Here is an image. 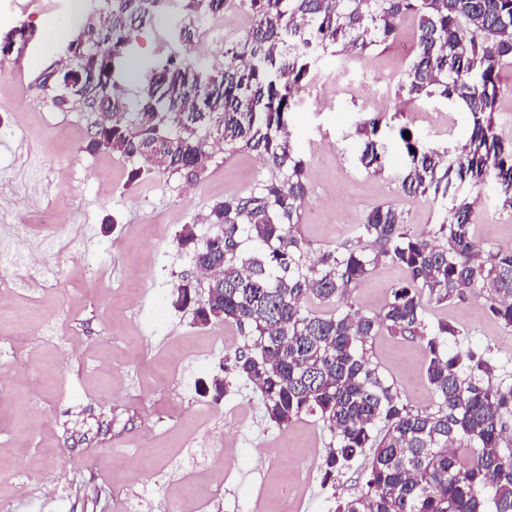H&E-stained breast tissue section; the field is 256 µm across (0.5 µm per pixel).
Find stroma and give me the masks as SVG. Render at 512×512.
Masks as SVG:
<instances>
[{
  "label": "stroma",
  "mask_w": 512,
  "mask_h": 512,
  "mask_svg": "<svg viewBox=\"0 0 512 512\" xmlns=\"http://www.w3.org/2000/svg\"><path fill=\"white\" fill-rule=\"evenodd\" d=\"M0 0V37L25 29L27 42L0 48V274L22 265L37 251L44 279L24 275L11 297H0V338L13 339L15 360L0 358V505L8 512H118L138 485L151 484L155 472L182 450L183 436L202 417L223 423L227 442L237 447L234 482L220 483L222 453L207 467L168 474L154 487L151 512H330L334 501L363 483L364 459L352 461L332 481H324L311 449L327 450L331 435L317 417L291 426L269 423L252 386L210 359L197 384L221 377L220 402L193 392L183 396L174 358L187 356L213 336L229 333L237 346L247 339L233 324L196 325L191 312L172 305L173 285L195 272L191 250L176 237L187 225L208 232L201 218L225 197L243 195L270 175L254 151L229 152L222 136L209 139L212 161L193 184L149 175L131 182V162L117 153H88L94 112L81 104L55 107L39 88L46 73L59 69L67 36L44 38L54 23L81 26L104 0H39L23 12ZM181 13L171 0L154 25L134 32L127 54L140 69L175 56L203 69L224 65L223 43L247 28L244 14L228 6L205 18L199 32L221 39L212 52L198 51L175 34ZM415 27H403L396 42L362 55L325 54L288 116L290 144L306 163L309 186L298 232L308 261L350 240L351 231L376 205L403 210L413 233L438 224L441 200L433 194L409 196L398 177L404 165L396 130L409 126L430 148L455 158L471 132L464 107L436 99H409L401 88L413 59L401 45H415ZM381 112L388 125L382 145L385 168L376 173L358 161L361 125ZM474 233L485 246L512 251V215L502 212L492 191L476 205ZM405 274L390 262L372 268L353 292L356 307L373 311ZM431 320L455 326L449 344L462 356L490 347L500 372L512 376V331L487 313L484 298L472 295L430 306ZM57 320L68 348L43 340L44 322ZM373 365L413 407L434 412L430 391L414 393L424 382L427 357L419 340L381 334L367 345ZM140 450L137 467L117 456L120 448ZM31 476L20 483L12 466ZM220 496H211L215 485ZM65 491L55 500L51 490Z\"/></svg>",
  "instance_id": "1"
}]
</instances>
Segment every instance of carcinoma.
<instances>
[{
  "label": "carcinoma",
  "instance_id": "obj_1",
  "mask_svg": "<svg viewBox=\"0 0 512 512\" xmlns=\"http://www.w3.org/2000/svg\"><path fill=\"white\" fill-rule=\"evenodd\" d=\"M170 0H106L85 27L73 59L40 87L63 108L96 97L105 117L94 122L86 150H112L147 173L192 184L211 162L207 134L230 150L264 158L271 176L245 195L210 206L216 231L182 229L195 265L223 272L215 292L198 293L193 277L174 285L173 306L194 323L234 324L249 343L227 357L234 373L260 396L264 417L286 427L316 415L328 428L324 480L371 451L360 491L332 512H512V453L501 451L512 418V382L497 374L490 349L468 353L479 374L466 375L448 352L458 331L433 322L426 305L487 292L488 314L512 330V253L484 248L473 233L478 197H458L463 183L491 188L512 214V139L499 134L500 71L512 62V0H238L252 23L224 47V69L203 71L174 57L140 80L131 105L111 64L122 68L134 30L152 24ZM229 0H182L180 36L224 11ZM417 27L416 53L402 79L412 98L437 96L472 117L468 142L452 161L399 128L407 195L434 194L450 205L425 237L408 232L403 211L378 205L354 228L353 243L306 262L297 230L307 200L306 166L288 137V114L328 52L363 53L397 40L403 21ZM382 117L363 127L359 160L382 171ZM260 245L242 251L243 239ZM381 261L406 273L385 304L365 313L353 290ZM317 300L336 305L320 314ZM387 332L419 340L427 353L426 384L435 412L413 408L383 379L366 344Z\"/></svg>",
  "mask_w": 512,
  "mask_h": 512
}]
</instances>
